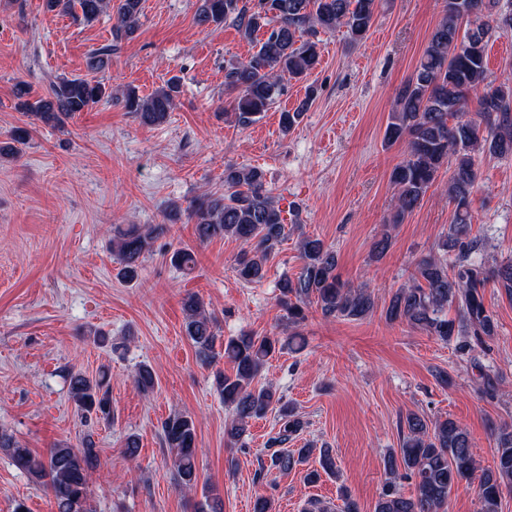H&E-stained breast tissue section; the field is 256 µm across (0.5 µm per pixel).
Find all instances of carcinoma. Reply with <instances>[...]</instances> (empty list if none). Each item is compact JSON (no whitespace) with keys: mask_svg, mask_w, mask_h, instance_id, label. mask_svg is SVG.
Returning a JSON list of instances; mask_svg holds the SVG:
<instances>
[{"mask_svg":"<svg viewBox=\"0 0 512 512\" xmlns=\"http://www.w3.org/2000/svg\"><path fill=\"white\" fill-rule=\"evenodd\" d=\"M48 12L74 14L86 23L107 12L112 0H43ZM445 14L433 31L410 79L399 89L389 115L384 139L389 144L407 142V157L391 173L396 189L393 223L402 222L423 200L441 169H448V198L453 219L448 234L438 244L440 254L416 263L414 283L393 293L386 319L426 331L444 343L456 342V350L468 355L494 335L495 323L484 304L488 282L512 298V259L488 269L477 256V242L470 238L473 189L477 172L475 156L489 153L497 158L512 157V90L488 83L485 48L494 32H512V9L500 0H445ZM378 0H198L196 20L200 26L233 22L246 39L265 31L258 49L248 58H231L224 66V89L235 93V120L242 126L257 121L275 103L280 79L286 73L296 79L310 75L319 62L317 33L347 28L355 41L369 30ZM142 0H119L115 39L131 37L137 29ZM485 88L479 98V120L467 118L469 92ZM179 83L173 79L148 96L130 88L124 107L138 115L145 125L163 123L175 107ZM106 78L89 80L63 77L53 83L47 97L31 99V90L16 86L20 107L34 120L61 128L67 119L109 98ZM307 97L292 112L280 115L283 132L291 131L307 111ZM30 131L14 130L10 141H0V157L16 155ZM227 193L186 208L188 221L195 224L199 241L233 237L247 245L238 257L236 274L246 283L262 281L266 262L286 236L281 210L266 189L265 173L256 167L224 168ZM163 231L159 225L132 224L112 238V251L122 264L121 274L133 281L138 277L144 255L153 239ZM302 267L294 278L284 277L278 289L279 301L288 310V320L297 326L306 319L304 305L314 302L321 314L347 320H361L374 308L365 287L345 285L336 273L334 248L317 236L303 235L298 242ZM171 263L182 270L195 266L194 252L175 250ZM186 314L185 333L201 361L211 362L219 334L214 319L195 294L182 302ZM456 317L448 318V308ZM277 339L243 333L224 340V357L234 372H216L215 386L233 417L225 434L238 441L249 423L276 414L279 430L272 444L285 445L302 430L294 409L270 386H255L268 360L281 351ZM69 388L76 408L85 416L112 418V404L105 377L91 379L80 371H69ZM135 383L145 393L153 391L152 371L141 366ZM399 455L386 460L389 477L375 504L374 512H445L455 485L478 478L479 512H500L503 491L512 489V427L501 428L496 437V465L476 474V445L456 421L446 418L428 425L416 413L405 417ZM166 447L173 454L178 485L187 491L197 487L196 425L186 414L176 413L161 424ZM0 449L21 472L46 485L53 512H95L90 505V484L98 465V450L92 436L80 447L56 445L44 457L33 454L12 436L0 433ZM313 452L299 448L282 449L270 455V467L281 472L293 469ZM320 469L309 470L304 479L316 483L321 473L336 470L328 448L320 450ZM414 485L407 497L401 482Z\"/></svg>","mask_w":512,"mask_h":512,"instance_id":"1","label":"carcinoma"}]
</instances>
